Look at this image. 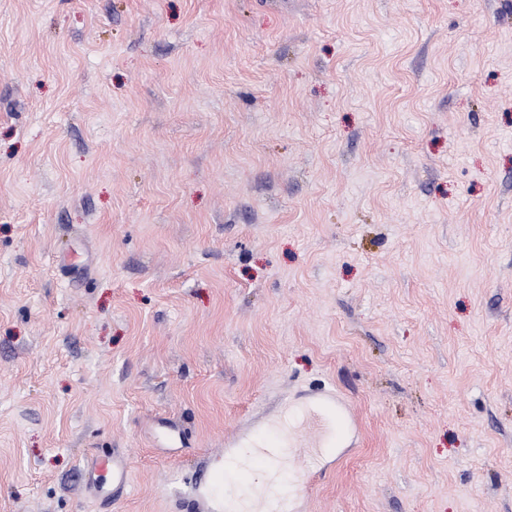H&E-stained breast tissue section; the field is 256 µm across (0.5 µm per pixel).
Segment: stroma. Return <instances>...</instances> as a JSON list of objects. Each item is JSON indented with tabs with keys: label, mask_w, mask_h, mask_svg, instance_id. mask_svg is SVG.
I'll return each instance as SVG.
<instances>
[{
	"label": "stroma",
	"mask_w": 512,
	"mask_h": 512,
	"mask_svg": "<svg viewBox=\"0 0 512 512\" xmlns=\"http://www.w3.org/2000/svg\"><path fill=\"white\" fill-rule=\"evenodd\" d=\"M233 433L295 512H512V0H0V512H209ZM311 399L321 415V421L317 424L328 429V424L337 420L342 431L338 445L344 442L346 444L351 433L356 432L358 427L350 404L333 387H326L321 391L313 392ZM344 445L341 448H350V446L345 447ZM107 466L112 471V498L124 496L129 488V471L124 453L112 452Z\"/></svg>",
	"instance_id": "obj_1"
}]
</instances>
